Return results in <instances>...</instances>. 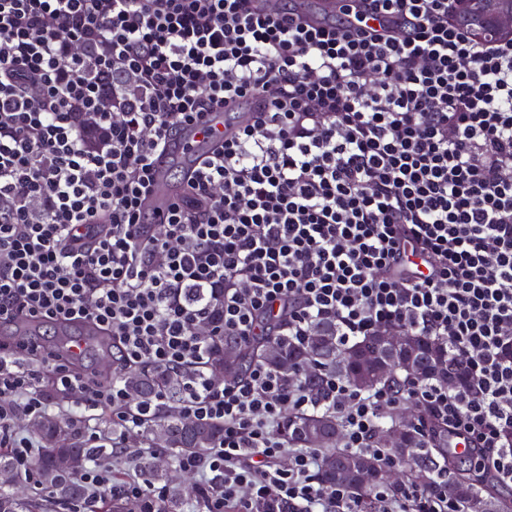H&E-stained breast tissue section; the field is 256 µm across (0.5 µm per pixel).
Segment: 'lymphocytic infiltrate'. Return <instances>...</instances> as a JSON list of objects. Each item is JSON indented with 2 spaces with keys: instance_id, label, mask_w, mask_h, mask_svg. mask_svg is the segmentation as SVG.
Instances as JSON below:
<instances>
[{
  "instance_id": "1",
  "label": "lymphocytic infiltrate",
  "mask_w": 512,
  "mask_h": 512,
  "mask_svg": "<svg viewBox=\"0 0 512 512\" xmlns=\"http://www.w3.org/2000/svg\"><path fill=\"white\" fill-rule=\"evenodd\" d=\"M251 2L0 0V327L87 321L113 354L100 380L51 346L0 338V447L27 458L15 416L51 411L48 383L73 394L88 440L98 411L127 452L155 407H131L123 374L191 367L182 413L224 424L215 446L175 460L198 478L200 512H366L320 486L319 449L279 438L291 410H333L344 448L373 452L379 418L419 405L466 441L474 471L512 488V39H475L456 0H354L350 28ZM384 15L397 27H371ZM251 97L150 223L142 202L169 137ZM324 320L345 343L429 336L465 359L470 385L364 393L329 376L316 395L260 361L231 381L204 369L216 338L299 342ZM80 478L142 512L169 494L100 461ZM447 483L441 470L428 489L380 490L377 512H462Z\"/></svg>"
}]
</instances>
